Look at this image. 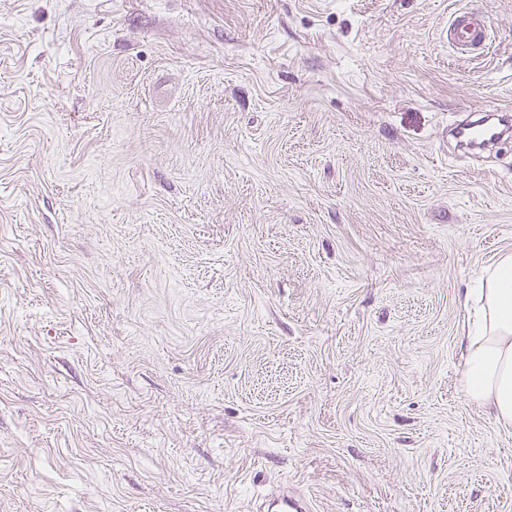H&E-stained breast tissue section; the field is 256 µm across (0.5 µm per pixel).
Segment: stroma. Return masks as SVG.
Listing matches in <instances>:
<instances>
[{"label":"stroma","instance_id":"35a3bbf8","mask_svg":"<svg viewBox=\"0 0 512 512\" xmlns=\"http://www.w3.org/2000/svg\"><path fill=\"white\" fill-rule=\"evenodd\" d=\"M489 109L512 0H0V512H512L459 389ZM449 29L454 41L473 51H483L488 46V26L484 16L473 10L458 12L451 20ZM494 120L482 118L457 126V135L461 142L471 145H494L504 136L503 131H500V126Z\"/></svg>","mask_w":512,"mask_h":512}]
</instances>
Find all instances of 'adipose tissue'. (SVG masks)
<instances>
[{"label": "adipose tissue", "mask_w": 512, "mask_h": 512, "mask_svg": "<svg viewBox=\"0 0 512 512\" xmlns=\"http://www.w3.org/2000/svg\"><path fill=\"white\" fill-rule=\"evenodd\" d=\"M472 315L460 340V388L471 403L512 428V253L488 266L478 287L467 289Z\"/></svg>", "instance_id": "adipose-tissue-1"}]
</instances>
